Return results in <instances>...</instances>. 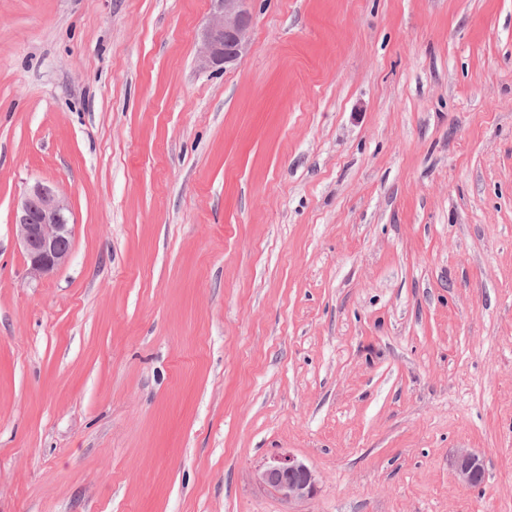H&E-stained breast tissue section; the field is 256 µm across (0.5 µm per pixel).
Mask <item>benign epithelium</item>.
<instances>
[{
	"instance_id": "benign-epithelium-1",
	"label": "benign epithelium",
	"mask_w": 512,
	"mask_h": 512,
	"mask_svg": "<svg viewBox=\"0 0 512 512\" xmlns=\"http://www.w3.org/2000/svg\"><path fill=\"white\" fill-rule=\"evenodd\" d=\"M212 12L198 34L199 64L214 68L233 63L246 54L249 46L250 0H211ZM69 206L50 185L36 182L24 192L14 210L17 229L28 273L41 278L64 265L71 254L72 228ZM457 480L474 488L484 479L482 458L467 449L450 457ZM256 481L281 499L292 503L312 498L319 484L317 472L290 453H276L256 470Z\"/></svg>"
}]
</instances>
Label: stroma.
<instances>
[{"label": "stroma", "instance_id": "1", "mask_svg": "<svg viewBox=\"0 0 512 512\" xmlns=\"http://www.w3.org/2000/svg\"><path fill=\"white\" fill-rule=\"evenodd\" d=\"M250 9L0 0V512H512V0ZM212 12L198 34L199 64L202 68L233 63L249 46L251 0H211ZM69 206L50 185L36 182L24 192L14 210L28 273L41 278L64 265L71 254ZM450 466L457 480L464 486L474 488L484 479L482 458L467 449H457L450 457ZM256 481L288 503L312 498L319 484L317 472L290 453H276L256 470Z\"/></svg>", "mask_w": 512, "mask_h": 512}]
</instances>
